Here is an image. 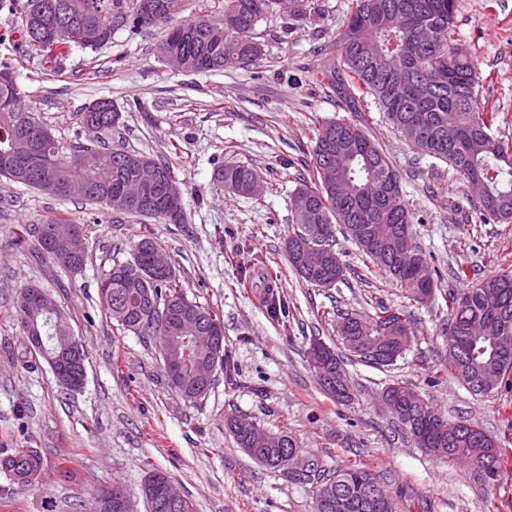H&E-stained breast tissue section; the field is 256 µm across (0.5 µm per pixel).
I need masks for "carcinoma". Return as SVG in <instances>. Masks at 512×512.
<instances>
[{"instance_id": "1", "label": "carcinoma", "mask_w": 512, "mask_h": 512, "mask_svg": "<svg viewBox=\"0 0 512 512\" xmlns=\"http://www.w3.org/2000/svg\"><path fill=\"white\" fill-rule=\"evenodd\" d=\"M65 15H50L60 26L62 36L53 47L34 42L31 50L49 60L58 58L63 48L78 44L97 49L112 39L106 27L109 18L118 26L134 30L149 29L167 22L169 15L145 17L140 0H64ZM277 5V0H224V19L200 17L182 28H171L166 38H175L174 47L185 57L188 71H220L253 62L262 54V44L254 37L257 23ZM457 0H355L345 31L336 42L332 70L346 78L349 94L358 91L373 97L386 113L392 128L400 132L419 151L447 162L464 183L480 179L485 192L478 197L481 215L496 224L512 223V145L492 133L493 113L481 106L480 78L467 54L453 43L451 31ZM424 21L434 30V44L421 46L414 40L415 22ZM395 81L413 84L417 98L396 102L392 95ZM116 108L101 98L81 113L83 126L95 134H106L117 127L112 121ZM336 130L331 147L343 154V177L328 188L320 174L324 161V141ZM40 155L39 165L29 169L36 181L45 172H56L71 183V191L61 200L103 203L104 194L123 180L134 183L141 171L121 164V150L112 152V165L105 166L91 156L90 149L67 155L51 131L24 102V92L8 67L0 68V157L27 162ZM258 173L247 165L227 163L217 169L216 182L240 196L252 195L251 185ZM387 185L402 196L401 177L384 152L379 140L355 121H333L316 129L312 150V178L296 189L294 223L297 231L287 242L317 251L318 262L308 256L288 255V263L307 283L325 287L346 280L343 265L336 264L334 237L336 225L359 245L369 262L402 288L406 298L423 304L433 294L436 283L422 251L399 261V242L413 235L414 214L404 201L387 207L379 188ZM58 227L84 235L83 225L67 214L54 216L37 227L38 241ZM73 238L61 237L48 255L61 267L79 272L91 252L79 243L72 253ZM161 244L150 235L137 243L131 259L115 260L105 271L98 290L99 303L118 329L159 340L160 357L180 363V385L167 381L170 388L189 402L205 397L212 389L195 390L197 380L213 365L232 375L233 364L225 349L210 353L196 347L190 326L197 321L222 324L209 306L187 297L179 276L152 280L147 269L153 265L155 250ZM448 318V367L473 394L482 380L494 381L499 388L512 377V270L482 280L462 293L445 300ZM20 327L35 355L48 365L67 359L66 343L70 318L55 298L42 288L21 289L16 297ZM371 325L379 340L378 356L364 352L359 343L361 328ZM339 348L330 352V367L344 369V358H356L364 365L388 371L405 352L413 335L406 311L376 304L368 318L352 313L336 323ZM324 393L342 404L351 399V387L338 382L329 385L319 380ZM400 428L429 454L447 458L464 449L477 462L473 469L487 486L495 485L504 448L481 426L468 420L450 421L435 411L421 412L403 407L393 413ZM237 445L257 462L285 470L287 458L299 452L297 442L282 431L285 447L268 448L257 438L261 427L238 419L228 422ZM306 474H288V479L315 489V512H411L390 495L380 500L365 498L366 489L380 480L360 465L334 471L312 459ZM41 457L18 450L0 457V471L14 483L28 486L41 476ZM170 480L167 473L150 468L141 486L144 501L157 502L155 512H196L193 500L182 498L181 508L172 510L159 500L161 486Z\"/></svg>"}]
</instances>
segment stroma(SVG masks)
Masks as SVG:
<instances>
[{"instance_id": "obj_1", "label": "stroma", "mask_w": 512, "mask_h": 512, "mask_svg": "<svg viewBox=\"0 0 512 512\" xmlns=\"http://www.w3.org/2000/svg\"><path fill=\"white\" fill-rule=\"evenodd\" d=\"M0 0V65L14 72L39 120L65 152L98 144L124 147L169 164L184 196L185 221L158 224L113 214L95 204L61 201L0 179V456L19 449L43 461L38 482L21 487L0 472V512H89L97 494L121 483L134 512L148 468L164 470L197 512H315L312 488L255 462L227 429L245 418L287 431L301 457L325 467L361 463L412 512H512V387L473 395L448 372L444 297L512 269V223L488 224L456 172L420 154L393 130L372 98L350 103L336 86L329 59L353 0H308L305 11L277 8L255 29L262 55L247 66L186 72L157 54L163 29L117 28L107 46L70 45L62 72L31 52L20 8ZM452 38L478 73L483 102L495 107L496 135L512 143V0H457ZM111 99L119 127L94 136L80 122L84 107ZM364 124L402 177L414 213V242L441 278L427 303L409 305L401 289L366 268L354 241L337 234L346 282H303L283 251L296 231L291 197L311 176L316 128L334 120ZM236 162L261 176V195L221 189L217 168ZM85 226L93 257L74 275L44 253L30 230L61 211ZM176 253L188 298L219 313L224 347L236 367L201 402L167 385L158 341L120 331L98 304L99 279L112 256L130 259L143 235ZM274 258L275 289L288 298L271 314L254 277L258 253ZM36 284L70 317L87 354V381L62 389L48 365L27 348L14 302ZM405 307L413 336L390 373L346 362L352 399L339 405L321 390L306 356L311 340L336 341V314L373 315L374 304ZM413 388L451 420L468 419L496 436L507 452L496 485L478 483L467 467L427 455L399 433L382 403L381 386Z\"/></svg>"}]
</instances>
